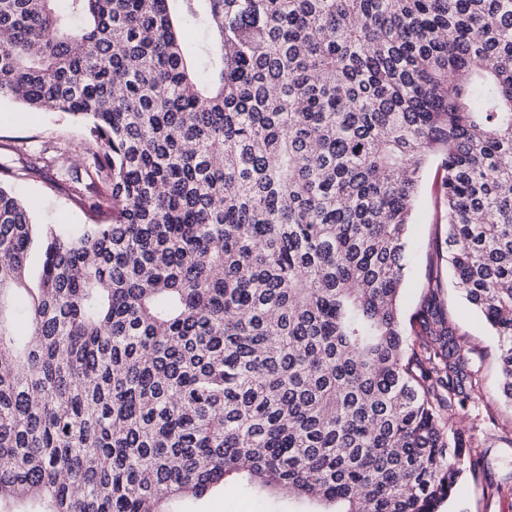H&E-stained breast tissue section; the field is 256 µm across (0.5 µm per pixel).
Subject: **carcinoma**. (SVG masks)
Masks as SVG:
<instances>
[{
	"instance_id": "obj_1",
	"label": "carcinoma",
	"mask_w": 512,
	"mask_h": 512,
	"mask_svg": "<svg viewBox=\"0 0 512 512\" xmlns=\"http://www.w3.org/2000/svg\"><path fill=\"white\" fill-rule=\"evenodd\" d=\"M2 29L0 99L85 126L92 223L0 185V512H178L234 476L436 512L480 380L440 309L408 342L407 231L439 157L512 401V0H0Z\"/></svg>"
}]
</instances>
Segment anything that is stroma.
Listing matches in <instances>:
<instances>
[{
  "label": "stroma",
  "mask_w": 512,
  "mask_h": 512,
  "mask_svg": "<svg viewBox=\"0 0 512 512\" xmlns=\"http://www.w3.org/2000/svg\"><path fill=\"white\" fill-rule=\"evenodd\" d=\"M81 122L54 111L31 112L11 100H0V169L10 176L1 184L31 209L35 223L69 228L86 224L89 214L75 204L78 188L88 181V158L83 152ZM438 173L428 169L408 237V274L402 287L404 325L412 329L427 302L429 279L440 280L438 306L463 334L468 346L482 354L475 363L482 392L475 402L453 411L454 428L473 441L464 462L474 465L465 474L439 512H512V404L501 399L497 368V341L478 313L451 288L446 259L432 260L443 244L446 226L441 218ZM280 495H259L242 484L188 501L187 512H291Z\"/></svg>",
  "instance_id": "35a3bbf8"
}]
</instances>
